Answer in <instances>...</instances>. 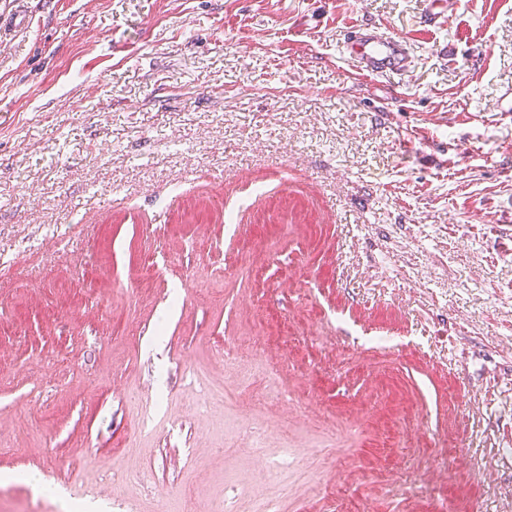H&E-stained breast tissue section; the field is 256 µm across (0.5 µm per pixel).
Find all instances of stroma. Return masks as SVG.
I'll return each instance as SVG.
<instances>
[{"label":"stroma","mask_w":512,"mask_h":512,"mask_svg":"<svg viewBox=\"0 0 512 512\" xmlns=\"http://www.w3.org/2000/svg\"><path fill=\"white\" fill-rule=\"evenodd\" d=\"M27 8L0 33V512H252L259 424L297 451L281 512H507L512 0ZM361 24L409 75L361 76ZM341 44L344 53L368 76L406 75L412 70V57L404 37L381 33L365 24L351 31Z\"/></svg>","instance_id":"obj_1"}]
</instances>
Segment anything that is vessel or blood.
Returning a JSON list of instances; mask_svg holds the SVG:
<instances>
[{
  "label": "vessel or blood",
  "instance_id": "vessel-or-blood-1",
  "mask_svg": "<svg viewBox=\"0 0 512 512\" xmlns=\"http://www.w3.org/2000/svg\"><path fill=\"white\" fill-rule=\"evenodd\" d=\"M346 55L354 59L366 75H405L412 70V57L404 37L388 35L369 25L358 26L343 40Z\"/></svg>",
  "mask_w": 512,
  "mask_h": 512
}]
</instances>
